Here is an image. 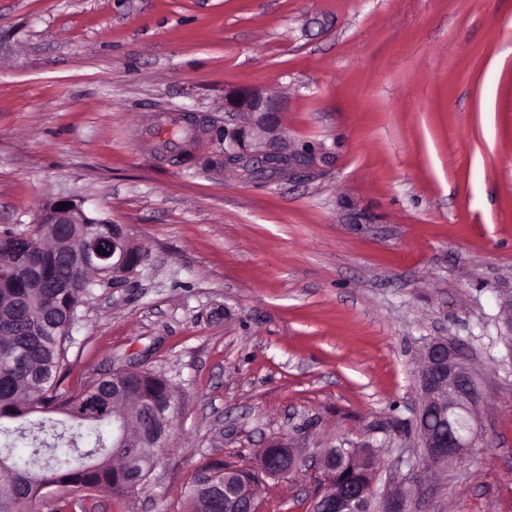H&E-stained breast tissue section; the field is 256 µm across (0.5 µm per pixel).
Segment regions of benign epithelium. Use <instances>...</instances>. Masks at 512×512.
I'll return each instance as SVG.
<instances>
[{
    "mask_svg": "<svg viewBox=\"0 0 512 512\" xmlns=\"http://www.w3.org/2000/svg\"><path fill=\"white\" fill-rule=\"evenodd\" d=\"M278 101L258 88H245L224 95V112L232 125H224V137L235 140V146L224 148V171L245 172L254 168L269 170L278 179H292L311 170L315 157L311 151L284 147L276 112ZM67 208L61 209V203ZM33 223L44 224H109L111 220L93 217L82 203L58 199L43 206ZM138 247L125 224L112 226L111 252L103 254L92 241L80 250L81 263L86 268H100L112 260V287L122 288L137 273L143 262H131L130 251ZM499 320L505 330L504 338L512 342V298L499 305ZM420 408L417 423V447L422 459L436 466H452L463 462L479 435L480 392L468 358L456 344L437 338L420 355L418 375ZM325 453L308 459L300 453L288 454V461L267 466L264 450L257 453V462L267 468L271 478L286 477L308 464L320 478H325ZM418 494L417 487L392 482L383 494L389 512H412ZM375 496L373 486L351 487L346 498L350 504L369 501ZM322 512H341L343 501L334 490L321 488L312 498Z\"/></svg>",
    "mask_w": 512,
    "mask_h": 512,
    "instance_id": "1",
    "label": "benign epithelium"
}]
</instances>
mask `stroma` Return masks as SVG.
<instances>
[{"label": "stroma", "mask_w": 512, "mask_h": 512, "mask_svg": "<svg viewBox=\"0 0 512 512\" xmlns=\"http://www.w3.org/2000/svg\"><path fill=\"white\" fill-rule=\"evenodd\" d=\"M245 87L279 101L316 174L216 168L210 129ZM183 111L191 167L151 136ZM61 197L149 250L85 298L67 385L150 371L177 412L134 496L51 488L40 512H186L207 458L245 463L283 433L381 444L376 488L420 480L414 512H512V0H0V231ZM438 336L482 400L449 468L414 446ZM315 479L264 478L261 512H309Z\"/></svg>", "instance_id": "35a3bbf8"}]
</instances>
